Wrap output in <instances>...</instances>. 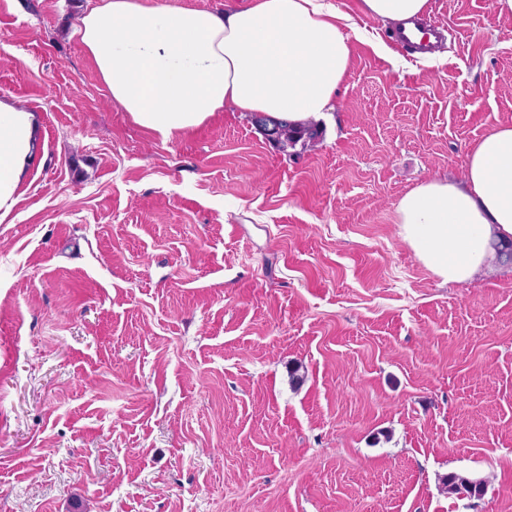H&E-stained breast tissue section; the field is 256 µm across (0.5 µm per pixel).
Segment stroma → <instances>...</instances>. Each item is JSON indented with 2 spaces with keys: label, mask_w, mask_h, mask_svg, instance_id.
<instances>
[{
  "label": "stroma",
  "mask_w": 512,
  "mask_h": 512,
  "mask_svg": "<svg viewBox=\"0 0 512 512\" xmlns=\"http://www.w3.org/2000/svg\"><path fill=\"white\" fill-rule=\"evenodd\" d=\"M332 2L351 65L288 156L238 112L135 124L75 33L96 0H0V99L41 115L0 220V512H512V272L442 282L396 222L512 124V14L429 0L422 59Z\"/></svg>",
  "instance_id": "stroma-1"
}]
</instances>
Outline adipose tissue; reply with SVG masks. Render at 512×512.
Segmentation results:
<instances>
[{
	"label": "adipose tissue",
	"instance_id": "ef3b65f1",
	"mask_svg": "<svg viewBox=\"0 0 512 512\" xmlns=\"http://www.w3.org/2000/svg\"><path fill=\"white\" fill-rule=\"evenodd\" d=\"M428 0H361L390 25L422 16ZM352 18L331 0H250L223 13L99 0L78 33L112 101L162 138L214 113L301 121L332 109L350 61ZM38 113L0 100V219L37 149ZM402 241L446 283L465 284L512 240V125L468 150L463 184L433 179L396 209Z\"/></svg>",
	"mask_w": 512,
	"mask_h": 512
}]
</instances>
